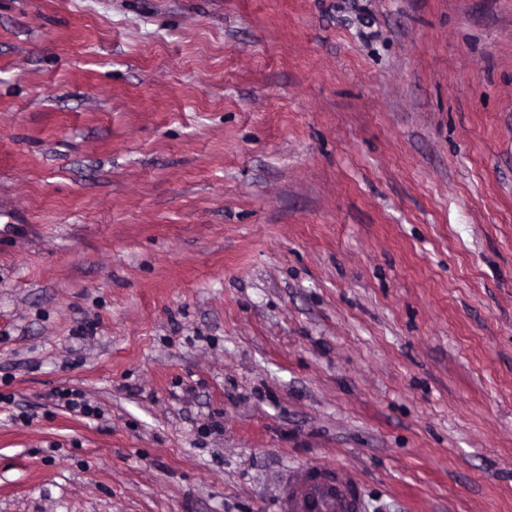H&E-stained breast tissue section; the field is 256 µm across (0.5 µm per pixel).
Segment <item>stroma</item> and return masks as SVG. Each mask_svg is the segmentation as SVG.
<instances>
[{"label":"stroma","mask_w":512,"mask_h":512,"mask_svg":"<svg viewBox=\"0 0 512 512\" xmlns=\"http://www.w3.org/2000/svg\"><path fill=\"white\" fill-rule=\"evenodd\" d=\"M0 394V512H512V0H0ZM58 397L65 400V406L73 412L79 413L84 417H96L101 416V410L99 407L91 404L84 393L74 391L73 389H60L57 392ZM279 504L280 512H362L355 474L338 464L291 472Z\"/></svg>","instance_id":"stroma-1"}]
</instances>
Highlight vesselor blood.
<instances>
[{
    "mask_svg": "<svg viewBox=\"0 0 512 512\" xmlns=\"http://www.w3.org/2000/svg\"><path fill=\"white\" fill-rule=\"evenodd\" d=\"M361 507L353 471L338 464L290 473L280 498V512H361Z\"/></svg>",
    "mask_w": 512,
    "mask_h": 512,
    "instance_id": "b4317fda",
    "label": "vessel or blood"
}]
</instances>
